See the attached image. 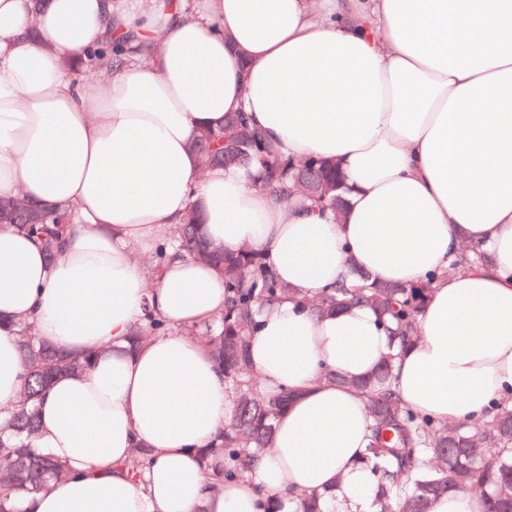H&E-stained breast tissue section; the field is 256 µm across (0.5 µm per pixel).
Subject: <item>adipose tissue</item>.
Returning <instances> with one entry per match:
<instances>
[{
	"mask_svg": "<svg viewBox=\"0 0 512 512\" xmlns=\"http://www.w3.org/2000/svg\"><path fill=\"white\" fill-rule=\"evenodd\" d=\"M0 0V196L75 213L65 254L0 225V408L22 385L14 322L90 369L56 377L37 445L67 476L23 512H374L362 458L370 428L355 386L390 350L373 310L329 316L307 301L356 263L385 284L436 274L419 338L394 385L443 422L478 418L512 388V0ZM146 56L78 77L106 33ZM247 113L277 153L335 161L341 218L256 186L255 170H201L206 124ZM215 246H251L293 288L263 309L251 366L297 391L273 447L246 476H207L196 451L233 410L223 372L186 327L224 310V278L186 257L143 263L190 207ZM465 242L490 264L452 273ZM178 331L133 352L145 312ZM337 373L340 383L321 376ZM153 449L139 479L132 449Z\"/></svg>",
	"mask_w": 512,
	"mask_h": 512,
	"instance_id": "ef3b65f1",
	"label": "adipose tissue"
}]
</instances>
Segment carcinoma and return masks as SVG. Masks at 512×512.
<instances>
[{
  "instance_id": "carcinoma-1",
  "label": "carcinoma",
  "mask_w": 512,
  "mask_h": 512,
  "mask_svg": "<svg viewBox=\"0 0 512 512\" xmlns=\"http://www.w3.org/2000/svg\"><path fill=\"white\" fill-rule=\"evenodd\" d=\"M124 64L122 44L108 39L68 69L117 72ZM191 149L204 169L257 167L260 187L280 198L300 190L338 218L345 211L342 180L331 160L311 156L294 163L279 157L265 133L243 112L228 114L222 126L202 128ZM73 220L72 213L38 207L19 196L0 197V224H13L36 236L50 261L64 253L67 225ZM201 226L200 215L191 209L177 232L160 242L144 262L156 274L174 252L214 265L224 275V314L189 333L205 340L232 390L233 415L224 435L199 450L208 470H219V459H224L222 475L228 479L248 472L254 454L272 447L274 421L292 396L284 388L263 386L249 364L247 336L261 309L292 296L293 290L262 254L248 247L236 253L210 247ZM487 262L480 245L465 244L448 272ZM437 278L431 274L418 284L386 285L351 262L346 275L334 287L319 291L309 308L324 315L347 306L369 307L385 330L407 347L418 339V317ZM171 331L169 324L149 312L129 341L134 346ZM18 332L25 376L13 410L0 418V512H20L19 499L40 493L50 479L64 475L61 462L35 447L36 404L54 378L86 370L93 361L90 355L72 354L38 338L29 324L20 325ZM393 364L394 356L383 357L360 384L372 420L364 459L377 477V512H430L437 496L452 492H479L485 512H512V392L492 402L486 416L448 424L414 411L402 400L393 386ZM151 455L152 448L145 443L134 448L126 464L132 478L139 477Z\"/></svg>"
}]
</instances>
